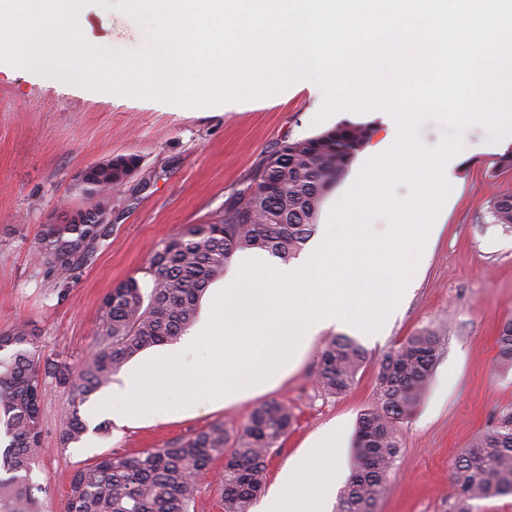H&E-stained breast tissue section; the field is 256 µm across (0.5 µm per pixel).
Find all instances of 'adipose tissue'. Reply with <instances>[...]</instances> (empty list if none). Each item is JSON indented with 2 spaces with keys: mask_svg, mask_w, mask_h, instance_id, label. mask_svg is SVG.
I'll return each mask as SVG.
<instances>
[{
  "mask_svg": "<svg viewBox=\"0 0 512 512\" xmlns=\"http://www.w3.org/2000/svg\"><path fill=\"white\" fill-rule=\"evenodd\" d=\"M347 473L346 450L335 430L321 431L307 445L302 458L288 466L263 512H321L338 481Z\"/></svg>",
  "mask_w": 512,
  "mask_h": 512,
  "instance_id": "adipose-tissue-1",
  "label": "adipose tissue"
}]
</instances>
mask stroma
<instances>
[{
    "mask_svg": "<svg viewBox=\"0 0 512 512\" xmlns=\"http://www.w3.org/2000/svg\"><path fill=\"white\" fill-rule=\"evenodd\" d=\"M96 32L115 49L133 50L143 28L121 10L92 16ZM319 88L298 82L261 99L222 106H183L86 90L40 75L0 67V330L26 318L41 331L45 356L79 365L93 344L99 306L118 283L142 277L150 251L190 224L215 221L224 202L249 179L257 164L287 140L312 137L342 121L372 123L370 143L333 188L341 197L361 166L386 143L382 112H338L323 122ZM471 145L455 167L460 189L448 204L440 233L417 263V286L388 319L384 339H362L367 360L353 386L328 394L317 383L318 356L335 331L322 333L298 369L274 390L296 421L273 448L267 487L324 428L347 440L349 468L358 464L360 415L375 407L379 365L406 337L438 329L440 354L425 389L397 426L400 454L388 476L377 512H450L451 466L473 439L512 414V367L503 366L498 339L512 319V231L489 223L488 199L512 193V168L496 166L512 142H490L481 125L464 133ZM134 154L137 169L109 203L112 233L93 260L59 286L34 259L44 225L91 199L80 172L100 160ZM99 395L80 407L90 431L66 449L58 447L60 418L70 403L67 388L50 384L41 403L46 449L30 475L40 486L45 512H61L67 476L112 453L133 456L189 436L213 422L235 428L255 401L167 419L146 416L137 424L113 422L98 411Z\"/></svg>",
    "mask_w": 512,
    "mask_h": 512,
    "instance_id": "stroma-1",
    "label": "stroma"
}]
</instances>
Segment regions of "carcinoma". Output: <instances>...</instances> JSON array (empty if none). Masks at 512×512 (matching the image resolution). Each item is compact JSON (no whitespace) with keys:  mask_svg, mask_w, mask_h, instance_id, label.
Listing matches in <instances>:
<instances>
[{"mask_svg":"<svg viewBox=\"0 0 512 512\" xmlns=\"http://www.w3.org/2000/svg\"><path fill=\"white\" fill-rule=\"evenodd\" d=\"M368 124L342 122L307 139L283 142L265 156L247 185L224 203L212 224H192L156 246L143 278L117 284L99 309L94 348L79 368L44 357L35 324L20 319L0 331V512H41L29 483L45 452L40 421L46 379L70 389L58 444L79 442L88 427L80 405L108 386L141 351L176 341L196 321L207 288L224 276L232 256L261 249L280 259L312 235L318 208L370 141ZM491 223L512 228V194L487 201ZM108 224H46L36 256L47 275L66 281L86 266L110 236ZM500 356L512 364V321L499 336ZM440 337L422 329L380 363L376 407L358 423L359 468L341 491L337 512H376L400 453L397 423L422 393L438 358ZM366 360L354 340L337 337L320 354L317 381L330 393L349 389ZM295 414L283 401L257 405L238 429L215 422L185 438L134 456L100 458L73 472L64 512H190L196 476L224 459L220 474L224 512H250L267 478V461L292 427ZM452 512L470 502L512 495V415L481 433L460 454L452 472Z\"/></svg>","mask_w":512,"mask_h":512,"instance_id":"carcinoma-1","label":"carcinoma"}]
</instances>
